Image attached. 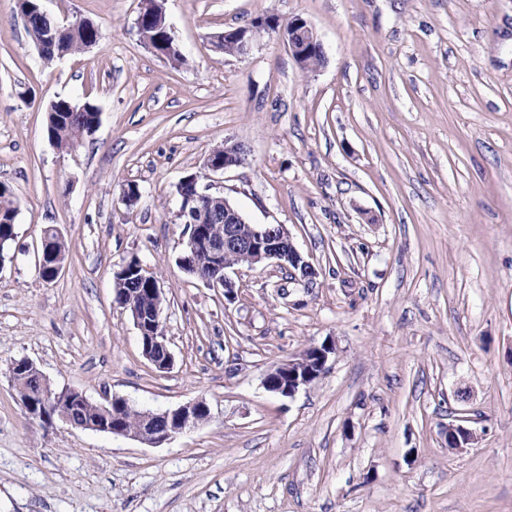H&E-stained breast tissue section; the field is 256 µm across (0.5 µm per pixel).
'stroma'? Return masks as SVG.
Masks as SVG:
<instances>
[{
  "instance_id": "1",
  "label": "stroma",
  "mask_w": 512,
  "mask_h": 512,
  "mask_svg": "<svg viewBox=\"0 0 512 512\" xmlns=\"http://www.w3.org/2000/svg\"><path fill=\"white\" fill-rule=\"evenodd\" d=\"M41 6L101 40L46 63L0 0V182L20 200L0 265V512H512V0H164L179 66L140 41L139 0ZM260 16L307 19L324 64L267 34L211 51ZM59 97L101 109L68 153L45 131ZM227 141L248 160L214 192L286 225L312 283L241 264L228 299L179 268L176 184ZM50 226L69 256L47 282ZM134 257L163 290L167 371L114 299ZM327 341L311 386L263 387ZM20 358L94 402L202 399L211 418L157 447L46 426L11 385ZM460 409L478 440L458 453ZM251 23L247 26L238 27L228 32L214 34L210 39V47L215 52H222L224 39H232L235 42L237 52L235 54L234 48L230 43H226L224 47V54L226 55H237L239 57L246 56L250 53L255 39L252 35H248L250 29H239L244 27H250ZM56 234L59 237L60 233L53 228H45L43 231V236L41 240V250L37 256V264L39 272H44L45 279L47 281L55 279L59 273L62 271L65 260L62 259V256L59 255L55 257L54 253L51 251V244L54 243L57 239L53 236ZM60 238V237H59ZM61 239V238H60Z\"/></svg>"
}]
</instances>
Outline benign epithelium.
Returning <instances> with one entry per match:
<instances>
[{
    "label": "benign epithelium",
    "mask_w": 512,
    "mask_h": 512,
    "mask_svg": "<svg viewBox=\"0 0 512 512\" xmlns=\"http://www.w3.org/2000/svg\"><path fill=\"white\" fill-rule=\"evenodd\" d=\"M160 3L161 0H140L135 27L140 39L152 52L165 56V46L168 45V40L175 39V35L172 33V26L165 22V12L160 8ZM153 23L156 24V28L162 29V38L159 39L148 32ZM254 25L276 33L287 43L288 49L300 64L309 55L324 56L323 44L315 29L301 17H294L288 20V23L280 25L270 17H260L254 21ZM226 39L235 42L236 55L239 57L248 55L255 42L253 36L249 35V29H236L213 35L210 39L211 49L215 52L223 51ZM246 161L247 153L242 145L226 143L223 155H208L202 171L186 175L178 182L180 214L185 217L187 235L179 266L189 275L197 264V241L205 233L202 225L211 223L213 219V209L205 205V202L220 200L224 203V241L211 240L208 243L212 273L204 284L210 288L224 290V297L227 299L234 296L236 283L229 275L234 265L220 262L224 255H240L251 266L272 262L288 269L292 278L308 283L317 276L312 263L297 250L286 225L250 224L228 198L210 193L211 185L202 184V181L229 168L239 167ZM55 233L57 230L53 228L44 229L41 250L37 256L38 269L45 274L48 281L56 278L65 265V260L55 256L51 251V244L56 241ZM160 313L161 307L157 304L152 311L140 312L134 309L131 316L139 335L148 337L142 348V355L156 369L167 371L173 367V356L165 336H156L150 331V328L161 325ZM333 351L334 345L331 342L322 346L312 345L298 357L267 372L263 386L271 393L292 397L326 373L329 355ZM10 381L23 409L33 420L49 426L62 424L81 430L131 437L150 446L162 445L185 429L210 419L209 406L203 400L162 412L135 410L126 399L118 396H107L104 401L95 403L74 389L52 388L37 366L26 358L11 364ZM88 406L93 407L100 417L92 422L76 421L72 411ZM127 413L137 419V427L133 430L125 426ZM470 422L469 417L462 415L458 417L457 423L452 425L456 435V449L459 451L471 447L478 441V435L470 427Z\"/></svg>",
    "instance_id": "obj_1"
}]
</instances>
